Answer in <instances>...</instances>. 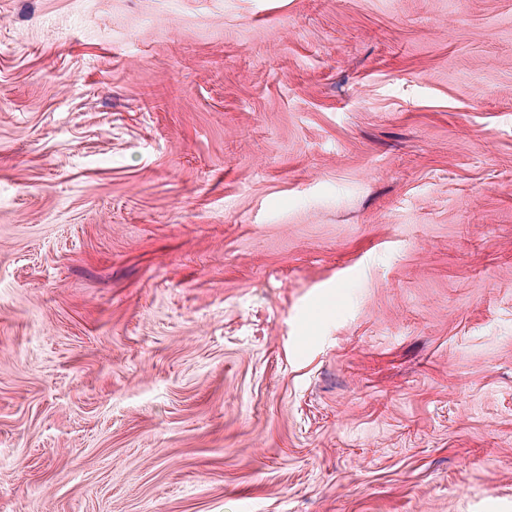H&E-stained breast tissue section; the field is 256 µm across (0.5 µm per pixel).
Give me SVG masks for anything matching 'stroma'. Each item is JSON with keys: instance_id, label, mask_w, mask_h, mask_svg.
Masks as SVG:
<instances>
[{"instance_id": "obj_1", "label": "stroma", "mask_w": 512, "mask_h": 512, "mask_svg": "<svg viewBox=\"0 0 512 512\" xmlns=\"http://www.w3.org/2000/svg\"><path fill=\"white\" fill-rule=\"evenodd\" d=\"M0 512H512V0H0Z\"/></svg>"}]
</instances>
